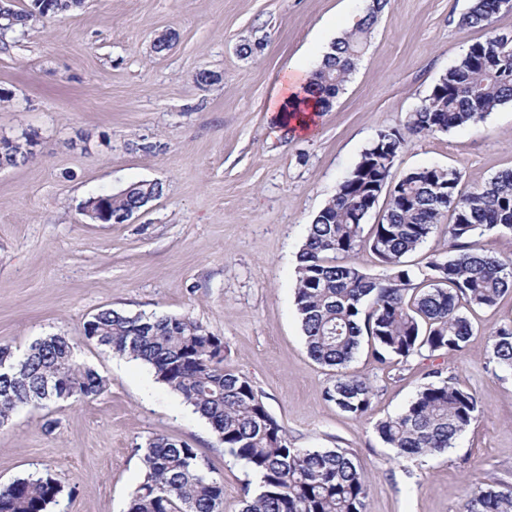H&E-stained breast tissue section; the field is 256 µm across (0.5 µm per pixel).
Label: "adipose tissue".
<instances>
[{
    "label": "adipose tissue",
    "instance_id": "obj_1",
    "mask_svg": "<svg viewBox=\"0 0 512 512\" xmlns=\"http://www.w3.org/2000/svg\"><path fill=\"white\" fill-rule=\"evenodd\" d=\"M309 81L307 73L294 70L285 76L279 94L268 104L274 122L291 135L312 134L320 109L316 99L304 92Z\"/></svg>",
    "mask_w": 512,
    "mask_h": 512
}]
</instances>
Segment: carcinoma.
I'll use <instances>...</instances> for the list:
<instances>
[{
    "label": "carcinoma",
    "instance_id": "carcinoma-1",
    "mask_svg": "<svg viewBox=\"0 0 512 512\" xmlns=\"http://www.w3.org/2000/svg\"><path fill=\"white\" fill-rule=\"evenodd\" d=\"M389 0H371L356 25L330 46L311 72L309 92L326 112L344 89L373 27ZM512 0H472L461 23L488 30L448 68L431 93L400 127H389L362 151L313 216L296 256L294 304L308 353L336 371L324 397L356 418L367 414L374 387L347 372L362 344L382 367L403 364L426 349L463 351L473 335L470 313L495 306L512 292V254L488 253L481 239L512 234V169L481 185L467 186L455 168L426 166L401 175L389 188L409 135L432 136L476 126L512 101V33L492 27ZM77 8L61 0L45 11L39 0L13 11V27L52 19ZM0 163L26 162L32 138H5ZM136 183L111 195V220H120L143 196ZM387 201L379 222L365 227L368 202ZM450 214L445 255L432 253L414 270L404 258L419 250ZM366 251L383 267L376 277L356 262ZM89 342L147 365L155 379L182 397L211 425L217 439L258 479V494L242 512H366L369 481L344 448H297L267 411L246 376L224 369V339L186 316L132 315L106 308L83 325ZM490 360L512 373V324L490 337ZM393 418L376 425L379 438L399 455L432 456L454 447L477 417L475 395L438 370ZM103 378L80 362L70 339L50 335L16 357L0 345V420L21 408L39 410L67 400H89ZM142 451L143 480L131 493L129 512H223L224 484L211 475L196 449L155 436ZM64 486L51 474L29 475L0 485V512H48ZM464 512H512V488L482 482Z\"/></svg>",
    "mask_w": 512,
    "mask_h": 512
}]
</instances>
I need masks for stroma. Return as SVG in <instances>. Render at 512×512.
I'll list each match as a JSON object with an SVG mask.
<instances>
[{
    "label": "stroma",
    "mask_w": 512,
    "mask_h": 512,
    "mask_svg": "<svg viewBox=\"0 0 512 512\" xmlns=\"http://www.w3.org/2000/svg\"><path fill=\"white\" fill-rule=\"evenodd\" d=\"M470 0H389L364 55L312 135L267 112L290 71L315 69L366 0H86L64 18L0 40V137L34 135L33 156L0 169V344L76 339L107 385L90 401L18 410L0 428V483L51 473L67 493L49 512H127L143 476L138 446L188 442L240 512L258 481L209 423L138 361L84 341L99 310L188 316L223 337L224 366L247 376L300 448H344L368 475L367 512H464L465 491L512 485V375L487 363L512 321V293L471 316L464 352L382 368L360 348L351 373L375 397L354 418L325 400L331 369L309 356L294 305L295 260L313 215L376 134L405 123L486 31L461 25ZM163 32L170 50H153ZM259 43L252 56L242 44ZM207 70L215 81L200 87ZM453 167L479 185L512 168V103L476 126L410 139L399 171ZM162 195L132 223L97 224L89 198L132 184ZM456 376L480 413L454 448L399 457L378 421L414 398L427 372Z\"/></svg>",
    "instance_id": "obj_1"
}]
</instances>
